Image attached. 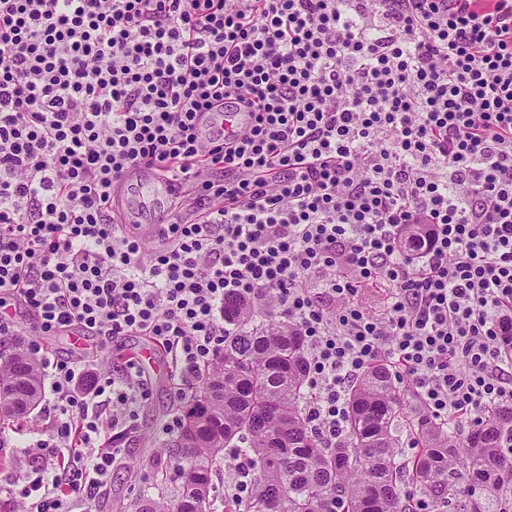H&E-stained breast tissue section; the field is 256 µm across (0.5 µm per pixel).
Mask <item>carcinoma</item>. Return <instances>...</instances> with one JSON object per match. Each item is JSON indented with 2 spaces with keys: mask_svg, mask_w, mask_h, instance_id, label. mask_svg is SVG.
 I'll return each instance as SVG.
<instances>
[{
  "mask_svg": "<svg viewBox=\"0 0 512 512\" xmlns=\"http://www.w3.org/2000/svg\"><path fill=\"white\" fill-rule=\"evenodd\" d=\"M224 351L181 406L182 427L169 445L180 485L172 500L148 499L138 512H209L215 465L239 455L253 467L254 487L242 501L224 500V512H406L402 486L453 509L456 480L470 485L467 512H494L512 492V407L485 409L465 443L402 405L392 366H368L348 395V436L322 447L302 406L305 339L286 323L266 319L238 298L224 300ZM37 362L17 343L0 352V426H13L41 403ZM417 442L404 458L398 433Z\"/></svg>",
  "mask_w": 512,
  "mask_h": 512,
  "instance_id": "1",
  "label": "carcinoma"
}]
</instances>
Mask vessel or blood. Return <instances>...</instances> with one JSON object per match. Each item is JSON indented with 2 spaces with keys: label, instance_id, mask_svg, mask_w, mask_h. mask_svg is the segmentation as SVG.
<instances>
[{
  "label": "vessel or blood",
  "instance_id": "1",
  "mask_svg": "<svg viewBox=\"0 0 512 512\" xmlns=\"http://www.w3.org/2000/svg\"><path fill=\"white\" fill-rule=\"evenodd\" d=\"M175 182L156 170L130 169L125 180L116 184L112 195L122 223L150 224L167 210Z\"/></svg>",
  "mask_w": 512,
  "mask_h": 512
}]
</instances>
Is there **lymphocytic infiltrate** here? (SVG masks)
<instances>
[{"label": "lymphocytic infiltrate", "instance_id": "f902f5d3", "mask_svg": "<svg viewBox=\"0 0 512 512\" xmlns=\"http://www.w3.org/2000/svg\"><path fill=\"white\" fill-rule=\"evenodd\" d=\"M224 105L246 125L203 143ZM139 164L181 184L150 246L112 212ZM228 296L304 336L327 447L379 360L440 425L512 404V0H0V336L30 326L52 421L16 512L95 499L151 397L41 337H146L181 401Z\"/></svg>", "mask_w": 512, "mask_h": 512}]
</instances>
